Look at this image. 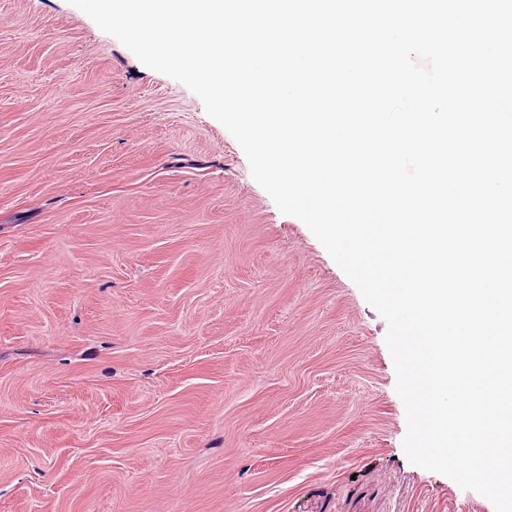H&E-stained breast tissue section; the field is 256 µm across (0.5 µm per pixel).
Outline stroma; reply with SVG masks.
Masks as SVG:
<instances>
[{
    "instance_id": "35a3bbf8",
    "label": "stroma",
    "mask_w": 512,
    "mask_h": 512,
    "mask_svg": "<svg viewBox=\"0 0 512 512\" xmlns=\"http://www.w3.org/2000/svg\"><path fill=\"white\" fill-rule=\"evenodd\" d=\"M386 332L196 94L0 0V512H494L407 459Z\"/></svg>"
}]
</instances>
